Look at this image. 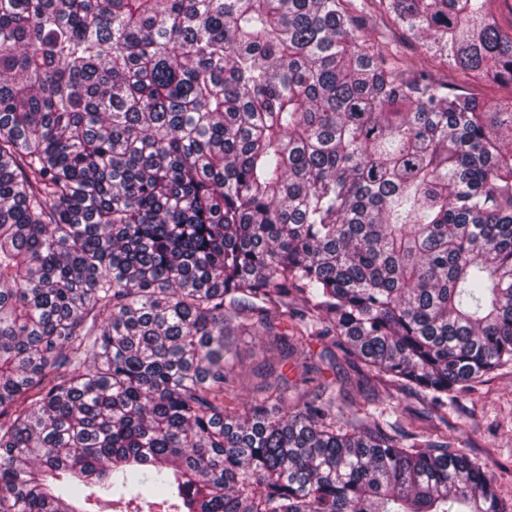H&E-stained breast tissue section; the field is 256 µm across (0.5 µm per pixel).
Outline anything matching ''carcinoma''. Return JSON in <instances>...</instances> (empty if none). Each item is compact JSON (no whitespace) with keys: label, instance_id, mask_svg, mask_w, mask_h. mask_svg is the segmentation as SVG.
I'll use <instances>...</instances> for the list:
<instances>
[{"label":"carcinoma","instance_id":"carcinoma-1","mask_svg":"<svg viewBox=\"0 0 512 512\" xmlns=\"http://www.w3.org/2000/svg\"><path fill=\"white\" fill-rule=\"evenodd\" d=\"M370 2L512 83L496 0ZM354 4L0 0V512H512L448 424L512 370V101ZM256 328L380 391L240 412ZM386 23L389 29L385 32V36L391 46H398L405 67L412 73L430 70L437 77L448 81V84L463 87L465 91L489 105L511 99V85L483 79L464 83L459 78L458 70L448 67L445 59H441L438 54L430 55L418 40L393 25L392 22L386 20Z\"/></svg>","mask_w":512,"mask_h":512}]
</instances>
